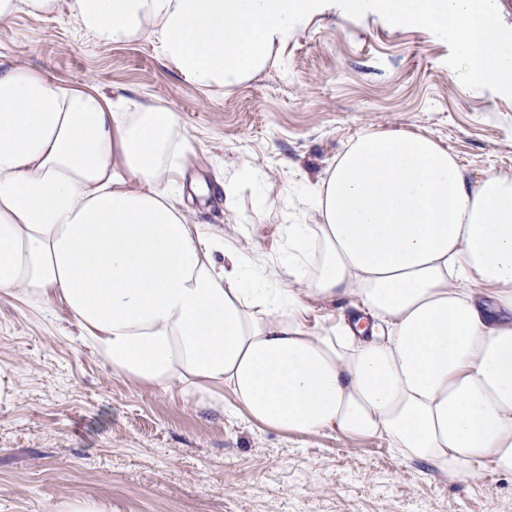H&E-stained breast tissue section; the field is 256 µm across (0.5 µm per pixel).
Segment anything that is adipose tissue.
<instances>
[{"label":"adipose tissue","mask_w":512,"mask_h":512,"mask_svg":"<svg viewBox=\"0 0 512 512\" xmlns=\"http://www.w3.org/2000/svg\"><path fill=\"white\" fill-rule=\"evenodd\" d=\"M336 0H73L112 46L155 39L204 87L261 71ZM454 33L461 70L512 89L491 0H379ZM179 116L0 66V291L67 313L113 379L255 425L379 437L452 480L512 475V175L430 137L366 132L306 186L315 224L273 261L194 223ZM223 253L216 261L215 253ZM355 319L308 325L313 306Z\"/></svg>","instance_id":"ef3b65f1"}]
</instances>
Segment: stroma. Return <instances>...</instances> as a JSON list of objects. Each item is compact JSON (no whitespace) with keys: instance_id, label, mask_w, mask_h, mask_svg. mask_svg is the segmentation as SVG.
I'll return each mask as SVG.
<instances>
[{"instance_id":"obj_1","label":"stroma","mask_w":512,"mask_h":512,"mask_svg":"<svg viewBox=\"0 0 512 512\" xmlns=\"http://www.w3.org/2000/svg\"><path fill=\"white\" fill-rule=\"evenodd\" d=\"M70 2L45 19L0 23V63L177 112L194 221L223 225L264 259L284 243L279 225L299 214L315 223L299 185L326 178L364 131L422 134L469 170L512 175V94L460 72L452 36L368 8L328 11L249 80L204 88L155 40L95 43ZM246 163L262 171L268 202L240 183L225 204L218 183ZM77 333L62 309L0 292V370L15 387L0 404V512H49L83 495L112 512H512L511 475L451 482L380 438L297 436L189 409L114 380Z\"/></svg>"}]
</instances>
